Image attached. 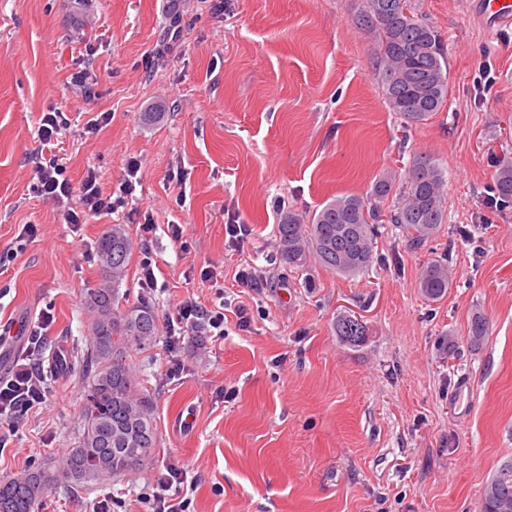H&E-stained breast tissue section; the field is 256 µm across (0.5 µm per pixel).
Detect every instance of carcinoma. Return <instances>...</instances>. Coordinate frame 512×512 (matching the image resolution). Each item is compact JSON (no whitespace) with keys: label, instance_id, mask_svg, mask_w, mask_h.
<instances>
[{"label":"carcinoma","instance_id":"obj_1","mask_svg":"<svg viewBox=\"0 0 512 512\" xmlns=\"http://www.w3.org/2000/svg\"><path fill=\"white\" fill-rule=\"evenodd\" d=\"M405 0H365L355 23L365 30H382L374 76L390 111L405 126L428 120L442 110L448 94V49L442 34L429 22L404 9ZM446 179L439 162L426 154L415 157L404 182L380 178L365 197L344 196L322 206L309 219L292 211L277 224L280 262L299 267L315 258L327 270L353 275L374 260L377 202L395 195L389 222L404 227L410 246L419 249L448 223ZM498 200L512 203V162L494 176ZM132 244L121 224L106 227L97 240L102 271L85 301L89 314V346L69 360L67 374L86 380L78 445L49 472L35 469L0 480V512H34L51 484L61 477L79 487L100 476L120 475L146 465L157 438L152 397L134 389L128 357L132 349L157 336V318L147 303H123L119 288L126 276ZM452 285L447 260L427 263L417 288L437 302ZM336 335L352 344L367 335L363 321L352 316L336 320ZM482 314H472L469 343L477 348L487 336ZM482 512H512V459L504 461L483 491Z\"/></svg>","mask_w":512,"mask_h":512}]
</instances>
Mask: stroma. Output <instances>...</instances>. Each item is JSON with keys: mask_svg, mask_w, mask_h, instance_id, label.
I'll return each mask as SVG.
<instances>
[{"mask_svg": "<svg viewBox=\"0 0 512 512\" xmlns=\"http://www.w3.org/2000/svg\"><path fill=\"white\" fill-rule=\"evenodd\" d=\"M410 4L447 42L449 93L406 129L374 76L379 35L355 23L364 0H224L220 11L211 0L175 11L167 0H0V254L18 251L0 265V326L53 317L26 352L46 401L0 420V479L54 466L77 444L86 382L49 367L57 349L89 342L85 297L106 226L132 241L129 302L162 322L186 298L222 295L251 321L238 330L230 312L222 340L159 335L133 350L137 387L155 401L150 463L78 488L57 480L34 512L102 500L149 512L145 496L171 463L195 481L189 512H481L486 482L512 458V206L485 204L512 159V24L486 26L471 0ZM176 23L181 40L154 56ZM83 68L95 96L70 84ZM53 108L68 120L57 154L72 183L91 171L108 193L140 161L142 184L117 213L76 227L39 196L38 128ZM100 112L108 124L85 134ZM420 153L443 167L448 209L422 248L382 222L363 273L280 265L282 212L365 195ZM232 217L249 229L237 245ZM26 224L37 232L21 247ZM442 255L453 284L431 303L417 281ZM147 256L151 289L140 285ZM248 266L262 274L254 290L235 278ZM477 311L489 332L475 350ZM343 315L364 321L363 344L336 335Z\"/></svg>", "mask_w": 512, "mask_h": 512, "instance_id": "obj_1", "label": "stroma"}]
</instances>
